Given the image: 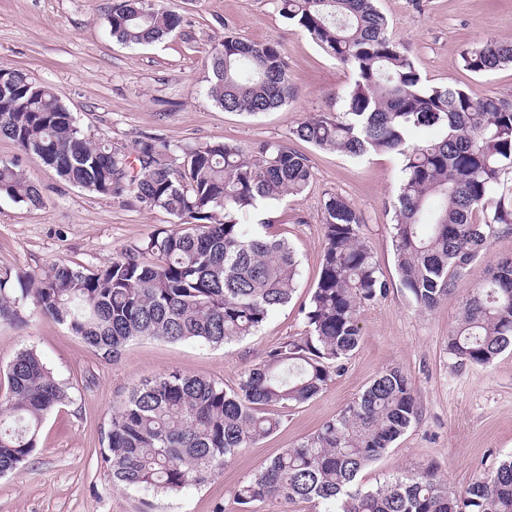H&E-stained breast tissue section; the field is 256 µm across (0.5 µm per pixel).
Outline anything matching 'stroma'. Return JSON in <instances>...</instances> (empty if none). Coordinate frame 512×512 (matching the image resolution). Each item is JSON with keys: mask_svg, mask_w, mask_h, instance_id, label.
Listing matches in <instances>:
<instances>
[{"mask_svg": "<svg viewBox=\"0 0 512 512\" xmlns=\"http://www.w3.org/2000/svg\"><path fill=\"white\" fill-rule=\"evenodd\" d=\"M113 0H0V67L24 69L39 84L59 89L82 131L113 144L160 138L172 144L277 141L309 158L310 190L268 204L271 233L287 239L300 261L290 302L262 328L224 345L200 341H131L115 360L89 347L67 327L18 303L19 317L0 322V394L4 367L23 349L36 350L69 388V399L45 417L39 449L18 470L0 475V512H235L233 495L281 449L300 444L336 417L383 371L410 380L419 417L396 443L366 467L358 482L373 488L410 470L433 468L444 487L463 491L497 462L512 456V349L486 366L455 370L448 330L491 264L512 256V233L498 235L473 260L447 299L417 307L398 282L390 235L392 204L402 177L396 157L353 158L297 140L292 131L310 115L342 112L351 72L283 18L273 0H157L181 24L160 42L130 46L109 33ZM388 33L408 48L431 85H458L512 102V66L477 75L462 66L467 46L492 37L512 41V0H377ZM281 45L295 95L255 116L227 112L207 94L208 56L224 34ZM18 162L41 189L32 207L0 196V277L39 274L58 259L96 270L123 250L173 224L162 210L102 197L60 181L0 138V161ZM346 198L360 213V236L374 251L389 284L386 296L364 309L358 348L343 370L313 399L282 409L273 435L241 449L208 483L177 493L114 486L101 464L112 413L135 383L177 371L234 385L270 351L304 333L301 309L315 286L324 248L322 203Z\"/></svg>", "mask_w": 512, "mask_h": 512, "instance_id": "obj_1", "label": "stroma"}]
</instances>
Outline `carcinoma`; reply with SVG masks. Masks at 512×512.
Returning <instances> with one entry per match:
<instances>
[{
  "label": "carcinoma",
  "instance_id": "1",
  "mask_svg": "<svg viewBox=\"0 0 512 512\" xmlns=\"http://www.w3.org/2000/svg\"><path fill=\"white\" fill-rule=\"evenodd\" d=\"M279 13L353 74L346 110L320 112L292 135L350 157L393 153L403 173L391 238L399 283L432 309L465 266L496 235L512 230V104L457 86H429L408 50L387 32L376 0H275ZM181 18L151 0H120L108 17L112 37L147 45L171 35ZM463 67L482 74L512 65V42L487 38L465 49ZM208 95L226 112L257 115L292 96L279 45L228 33L212 47ZM438 136L413 141L418 129ZM0 137L64 181L104 197L133 199L175 218L112 264L85 272L60 259L24 275L21 296L112 359L137 338L222 345L257 332L292 298L300 275L294 250L241 223L272 200L304 193L314 179L306 156L280 142L174 146L146 138L126 151L92 140L61 93L21 68L0 67ZM0 194L28 206L39 186L0 162ZM324 254L303 308L306 334L269 352L234 388L165 373L133 385L112 413L101 463L126 488L175 493L207 483L239 452L275 433L273 408L317 396L344 368L361 337L362 310L384 297L362 218L338 195L322 203ZM18 317L15 289L0 281V322ZM512 347V258L494 264L464 302L448 334L460 365H487ZM0 396V475L37 450L44 416L69 399L41 357L23 349L6 368ZM418 418L401 371L378 376L336 418L284 448L235 490L237 512L259 503L334 504L336 512H512V457L452 494L430 468L375 488L360 472Z\"/></svg>",
  "mask_w": 512,
  "mask_h": 512
}]
</instances>
